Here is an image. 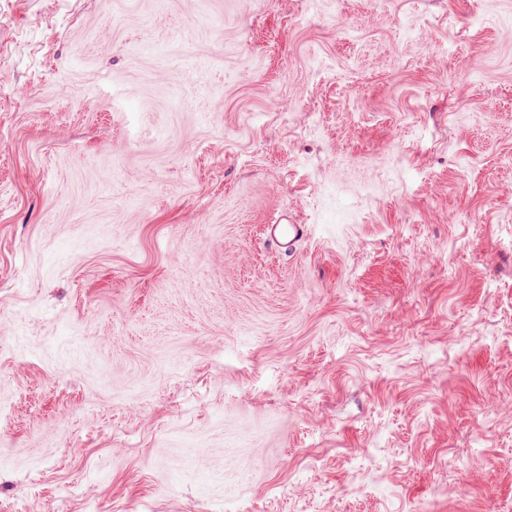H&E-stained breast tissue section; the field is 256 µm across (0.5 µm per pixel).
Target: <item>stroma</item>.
Returning a JSON list of instances; mask_svg holds the SVG:
<instances>
[{"label":"stroma","mask_w":512,"mask_h":512,"mask_svg":"<svg viewBox=\"0 0 512 512\" xmlns=\"http://www.w3.org/2000/svg\"><path fill=\"white\" fill-rule=\"evenodd\" d=\"M228 504L512 512V0H0V512Z\"/></svg>","instance_id":"stroma-1"}]
</instances>
